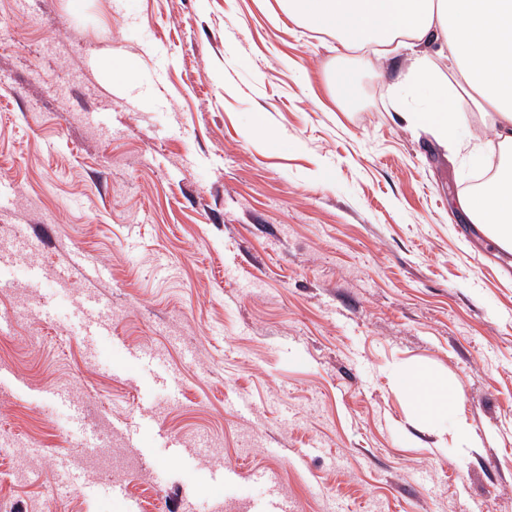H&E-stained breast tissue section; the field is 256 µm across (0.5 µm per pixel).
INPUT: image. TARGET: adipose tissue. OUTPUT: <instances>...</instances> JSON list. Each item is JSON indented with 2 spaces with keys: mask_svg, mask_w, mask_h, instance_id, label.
Returning a JSON list of instances; mask_svg holds the SVG:
<instances>
[{
  "mask_svg": "<svg viewBox=\"0 0 512 512\" xmlns=\"http://www.w3.org/2000/svg\"><path fill=\"white\" fill-rule=\"evenodd\" d=\"M285 14L306 28L327 34L347 51L377 46L411 48L414 56L400 83L398 111L404 120L435 126L441 137L481 120L492 139L475 136L472 152L489 149L501 158L493 179L458 198L473 223L485 225L498 246L512 251V0H280ZM448 49L455 84L437 77L438 46ZM441 105L424 112L412 103L422 92ZM396 388L412 392L431 416L447 415L452 389L429 371L397 373Z\"/></svg>",
  "mask_w": 512,
  "mask_h": 512,
  "instance_id": "obj_1",
  "label": "adipose tissue"
}]
</instances>
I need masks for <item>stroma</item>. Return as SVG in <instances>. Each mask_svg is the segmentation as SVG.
I'll return each instance as SVG.
<instances>
[{
  "instance_id": "stroma-1",
  "label": "stroma",
  "mask_w": 512,
  "mask_h": 512,
  "mask_svg": "<svg viewBox=\"0 0 512 512\" xmlns=\"http://www.w3.org/2000/svg\"><path fill=\"white\" fill-rule=\"evenodd\" d=\"M410 57L346 97L278 0H0V226L32 242L0 267L11 512H268L272 485L292 512H512V253L454 206L491 158L403 121ZM413 369L448 417L393 386ZM393 384L400 390L412 392L424 413L437 418L448 414L453 392L447 379L429 371L417 374L398 372Z\"/></svg>"
}]
</instances>
